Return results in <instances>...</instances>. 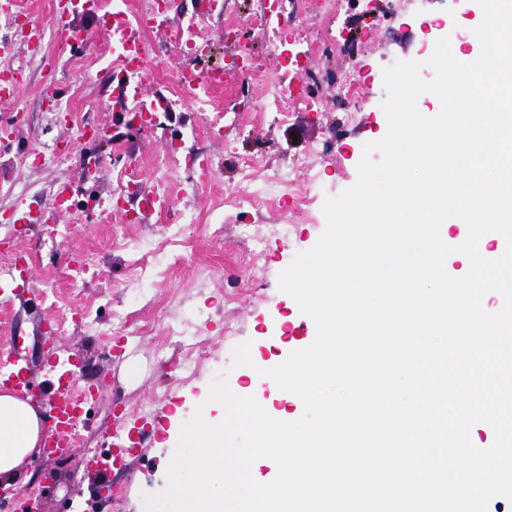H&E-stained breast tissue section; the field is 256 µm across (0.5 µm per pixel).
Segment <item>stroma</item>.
Wrapping results in <instances>:
<instances>
[{
  "label": "stroma",
  "mask_w": 512,
  "mask_h": 512,
  "mask_svg": "<svg viewBox=\"0 0 512 512\" xmlns=\"http://www.w3.org/2000/svg\"><path fill=\"white\" fill-rule=\"evenodd\" d=\"M395 0H375L365 15L357 0H296L286 15L288 51L273 50L278 31L265 26L268 0H224V14L206 21L207 48L192 59L187 47L164 33H148L144 77L148 96L169 108L144 126H127L112 109L106 72L117 62L111 37L87 17L74 25L87 43L60 50L52 0H18L44 24L41 55L13 41L11 63L22 67L18 103H0V122L14 135L0 142V266L15 244L32 255L22 280L0 277V305L11 311L0 325V350L15 352L34 378L36 403L46 407L49 358L66 350L76 362V390L95 389L84 403L75 450L61 460L39 456L19 470L15 498L37 492L52 474L48 512H66L74 486L94 489L84 471L85 449L105 447L114 429L112 490L102 512H145L143 497L164 489L191 397L226 375L231 392L248 386L254 368L270 369L311 345L316 325L279 288L280 273L325 230L323 205L354 186L363 146L388 131L382 103L383 71L417 61L424 81L435 77L427 61L443 33L442 18L459 0H422L398 11ZM345 32L332 50L290 65L287 54L305 49L318 31ZM247 50L255 74L221 91H190L180 82L185 63L199 71L224 67ZM358 77L348 99L331 77ZM287 74L308 101L288 105L281 120L263 111L267 80ZM54 101H46L47 90ZM107 127L103 143L78 138L81 128ZM256 160V199L240 208L232 191L243 160ZM294 173L293 189L280 177ZM70 190L75 201L100 197L92 211L59 213L56 225L7 223L17 207L54 210ZM167 197L170 208L148 223L124 221L142 196ZM93 257L81 283L69 280L68 260ZM126 317L119 328L117 317ZM250 343L252 366L233 363V351Z\"/></svg>",
  "instance_id": "35a3bbf8"
}]
</instances>
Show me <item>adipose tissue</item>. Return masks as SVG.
Returning a JSON list of instances; mask_svg holds the SVG:
<instances>
[{
	"mask_svg": "<svg viewBox=\"0 0 512 512\" xmlns=\"http://www.w3.org/2000/svg\"><path fill=\"white\" fill-rule=\"evenodd\" d=\"M39 411L19 394L0 393V481L12 485L19 467L39 453L43 439Z\"/></svg>",
	"mask_w": 512,
	"mask_h": 512,
	"instance_id": "obj_1",
	"label": "adipose tissue"
}]
</instances>
